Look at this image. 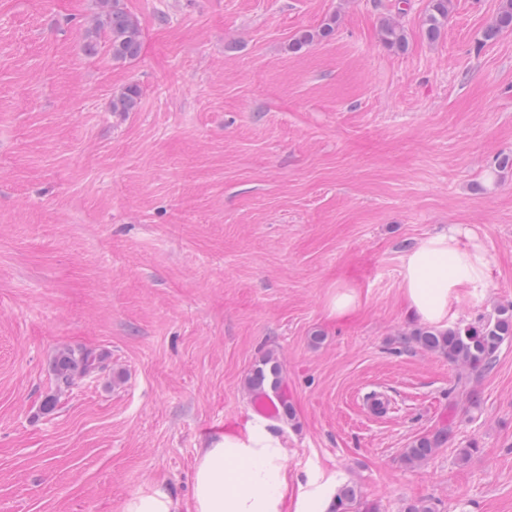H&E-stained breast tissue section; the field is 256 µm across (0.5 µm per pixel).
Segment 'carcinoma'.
Segmentation results:
<instances>
[{"mask_svg":"<svg viewBox=\"0 0 512 512\" xmlns=\"http://www.w3.org/2000/svg\"><path fill=\"white\" fill-rule=\"evenodd\" d=\"M451 0H430V12L425 20L428 39H437L448 21ZM507 29L512 30V0L503 4L494 21L483 31V40L492 41ZM108 34V51L114 61H131L137 58L142 41V28L136 16L121 7V0H99V12L84 33L85 50L91 55L99 53L100 32ZM334 28L327 23L322 29L304 31L296 36L289 48L299 50L316 40L331 36ZM383 41L401 48L406 43L404 32L396 25L386 23L382 27ZM141 99V89L129 84L114 94L111 108L114 112H134ZM410 339L420 348L442 354L453 363L475 372L488 371L494 365L502 345L512 341V307L502 306L475 325L448 328L426 326L414 330ZM102 363V356L89 349L68 348L59 353L54 362L58 387L70 389L90 376ZM448 439V431L441 429L431 436H422L405 449L404 460L409 464L422 462ZM360 505L358 491L349 485L337 490L333 502L334 512H351Z\"/></svg>","mask_w":512,"mask_h":512,"instance_id":"obj_1","label":"carcinoma"}]
</instances>
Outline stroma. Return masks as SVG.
Returning <instances> with one entry per match:
<instances>
[{"instance_id": "35a3bbf8", "label": "stroma", "mask_w": 512, "mask_h": 512, "mask_svg": "<svg viewBox=\"0 0 512 512\" xmlns=\"http://www.w3.org/2000/svg\"><path fill=\"white\" fill-rule=\"evenodd\" d=\"M121 3L132 61L84 52L98 0H0V512H121L155 484L190 502L267 357L303 486L353 485L363 512H512V342L462 375L410 342L400 296L406 249L458 224L490 280L449 324L512 304V30L482 39L502 0H452L434 41L430 0ZM131 83L138 110L112 111ZM66 347L105 361L61 390ZM359 297L356 290L349 286L339 287L330 297L329 314L336 320L348 317L358 306ZM448 439V430L441 429L431 436H422L405 449L404 460L409 464L422 462Z\"/></svg>"}]
</instances>
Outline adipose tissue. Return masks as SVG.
Masks as SVG:
<instances>
[{
	"label": "adipose tissue",
	"instance_id": "obj_1",
	"mask_svg": "<svg viewBox=\"0 0 512 512\" xmlns=\"http://www.w3.org/2000/svg\"><path fill=\"white\" fill-rule=\"evenodd\" d=\"M489 261L476 238L457 227L430 236L403 257L400 292L421 322L447 327L460 289L479 297ZM287 450L268 419L252 415L244 428L212 439L197 452L189 504L155 485L128 497L121 512H327L328 492H291Z\"/></svg>",
	"mask_w": 512,
	"mask_h": 512
}]
</instances>
